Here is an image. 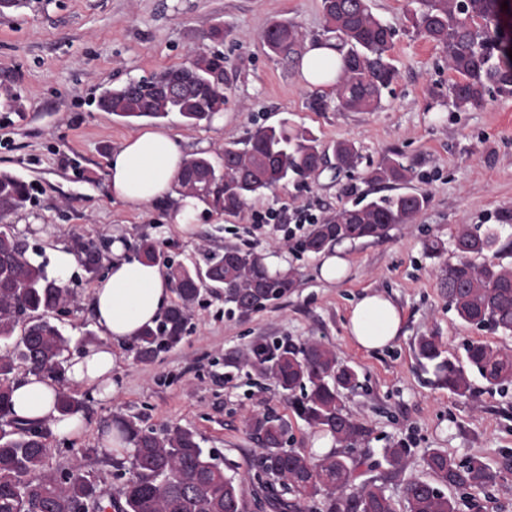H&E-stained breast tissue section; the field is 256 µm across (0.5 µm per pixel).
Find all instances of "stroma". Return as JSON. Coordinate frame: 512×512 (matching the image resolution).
<instances>
[{
  "mask_svg": "<svg viewBox=\"0 0 512 512\" xmlns=\"http://www.w3.org/2000/svg\"><path fill=\"white\" fill-rule=\"evenodd\" d=\"M370 7L394 30L390 55L397 70L373 112L334 106L311 111V96L329 99L332 91L305 84L299 60L283 59L264 43L265 30L276 20L293 22L305 42L324 40L321 0H24L22 7L0 13V86L17 94L12 103L0 97V171L31 188L28 206L7 222L26 236L36 259H51L56 246L77 237L120 239L134 254L146 236L176 264L202 266L210 254L234 246L274 253L282 266L299 273L293 293L246 319L228 314L222 298L202 290L181 344L151 363L137 360L134 345L120 348L112 398L61 382L88 408L82 434L51 437L50 467L67 468L77 449H93L88 469L102 489L119 496L128 454L113 451L107 439L114 419L135 416L158 431L195 430L227 473L252 490L248 478L261 450L244 429L248 412L263 408L287 420L294 447H311L314 435L273 383L246 368L226 376L224 361L260 337L296 343L314 338L360 375L361 388L343 401L372 429L365 455L378 459L386 443L402 442L414 475L422 474L429 448L460 460L479 457L502 472L486 512H512V469L504 466L512 456V390L500 393L477 378L472 397H456L431 383L414 350L417 337L432 331L459 358L472 340L512 349V335L459 320L439 285L441 266L455 259L451 239L458 225L494 224L497 210L512 206V95L493 89L482 109L456 110L448 103L453 76L445 54L412 27L410 0H370ZM216 26L226 30L224 40L211 39ZM216 51L236 73L223 121L189 125L176 114L130 121L98 107L106 87ZM281 124L311 132L329 156L337 143L354 142L357 166L339 171L329 165L307 179L280 183L237 213L200 215L188 232L170 223L168 201L136 210L106 196V160L134 132L160 128L179 137L190 154L213 158L258 127ZM387 155L411 166L406 188L426 194L429 204L387 238L340 245L351 269L342 283L328 285L319 277L318 256L299 249L307 227L294 217L301 211L319 221L393 194L392 185L370 178ZM271 211L280 223H266ZM432 239L444 245L440 256L425 250ZM93 284L75 266L69 282L73 311L58 323L74 354L87 335L98 332L90 308ZM367 290L387 293L404 315L394 347L375 353L357 347L346 331L350 307Z\"/></svg>",
  "mask_w": 512,
  "mask_h": 512,
  "instance_id": "obj_1",
  "label": "stroma"
}]
</instances>
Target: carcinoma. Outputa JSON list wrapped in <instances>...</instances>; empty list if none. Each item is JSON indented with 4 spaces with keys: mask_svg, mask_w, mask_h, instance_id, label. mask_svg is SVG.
Returning <instances> with one entry per match:
<instances>
[{
    "mask_svg": "<svg viewBox=\"0 0 512 512\" xmlns=\"http://www.w3.org/2000/svg\"><path fill=\"white\" fill-rule=\"evenodd\" d=\"M412 25L441 46L448 71V104L457 110H479L491 87L512 93V35L499 23L504 0H412ZM325 32L338 39L342 71L334 86L336 105L347 111L372 112L381 106L382 92L396 76L389 51L392 28L371 11L369 0H322ZM274 53L292 58L301 53L303 37L290 22H275L263 35ZM179 82L185 91L171 98L165 87ZM231 76L220 54L195 56L189 66L168 68L140 80L105 89L99 106L123 118L164 119L177 112L190 124L209 120L224 108ZM321 151L311 134L292 133L281 126L262 127L242 144L224 146L221 162L202 154L185 160L175 183L182 196L234 213L250 198L290 179H306L317 171ZM336 165L351 169L359 152L355 144L336 145ZM409 167L386 157L372 172L376 182H404ZM28 184L0 172V342L10 347L0 357V512H72L74 506L99 492L98 476L85 459L98 452L80 448L63 480L50 470L49 427L16 416L12 394L14 371L38 373L52 381L66 376L69 339L51 321L52 311L70 299L61 283L47 272V262L32 257L18 232L2 220L26 207ZM428 196L413 192L381 196L352 208L343 207L311 225L300 241L304 252L332 251L343 242L379 240L399 224H410L428 205ZM512 224V208L497 214V223L483 231L461 226L454 235L456 260L440 268V287L448 307L469 324L488 325L512 334V267L501 259L512 255V237L500 227ZM78 261L102 264L107 248L76 239ZM482 261H475V257ZM177 300L154 327L147 326L136 341L137 359L153 361L158 353L184 338L192 306L204 288L224 298L228 311L241 318L266 309L292 293L299 283L292 267L271 270L267 256L226 246L206 265L170 264ZM20 335H15L18 325ZM417 358L430 369L432 383L457 397L472 395L470 373L489 385L512 386V350L482 341L465 346L466 363L447 355L435 332L416 340ZM229 366L247 367L272 381L292 398L293 413L315 432L330 434L337 449L314 456L304 448H286L288 424L267 411L245 417L247 433L262 450L255 474L254 501L276 512H459L454 491H485L496 486L501 471L477 458L457 461L442 448H430L423 466L432 479L409 476L403 500L387 493L385 482L400 478L408 468V451L398 442L381 449V460L369 463L354 449L369 443L372 429L349 414L343 391L360 386L356 369L336 357L325 343L288 339L253 341ZM300 395H295V392ZM56 407L65 416L87 409L85 400L58 392ZM117 429L131 446L129 477L123 483L120 512H246L243 481L224 471L218 458L202 446L190 428L175 426L158 434L130 418L117 420ZM386 466L383 482H357L360 469Z\"/></svg>",
    "mask_w": 512,
    "mask_h": 512,
    "instance_id": "cac0c4a2",
    "label": "carcinoma"
}]
</instances>
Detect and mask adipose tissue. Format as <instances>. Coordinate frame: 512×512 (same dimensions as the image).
Masks as SVG:
<instances>
[{"label":"adipose tissue","instance_id":"adipose-tissue-1","mask_svg":"<svg viewBox=\"0 0 512 512\" xmlns=\"http://www.w3.org/2000/svg\"><path fill=\"white\" fill-rule=\"evenodd\" d=\"M341 57L328 44L310 45L301 59L300 73L312 86H334ZM184 160V151L163 130H144L128 136L107 164L106 188L110 198L135 208L172 199L173 222L180 229L194 224L201 202L176 196L172 185ZM172 281L168 269L144 258L129 257L121 241L111 246L109 270L92 288L93 309L99 330L98 344L84 347L70 361L66 377L75 385L95 387L114 394L112 374L118 348L133 341L145 325L161 318L171 305ZM398 306L381 292L361 296L352 306L347 331L362 349L376 351L391 345L402 331ZM57 385L35 375L21 379L13 391V408L24 419L48 423L59 435L82 431L80 416H61L55 405Z\"/></svg>","mask_w":512,"mask_h":512}]
</instances>
